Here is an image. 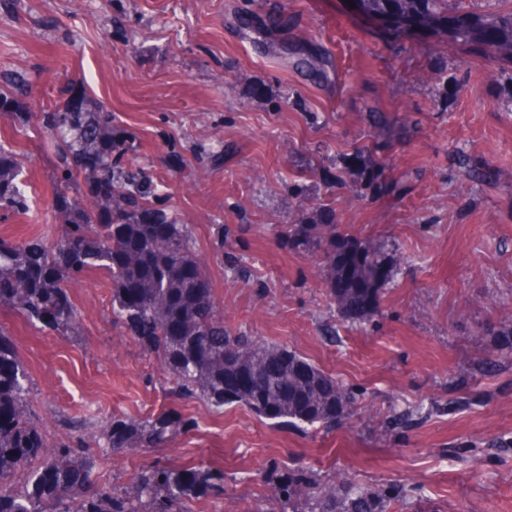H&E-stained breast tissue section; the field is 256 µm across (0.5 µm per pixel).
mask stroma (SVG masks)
<instances>
[{"label": "stroma", "instance_id": "35a3bbf8", "mask_svg": "<svg viewBox=\"0 0 512 512\" xmlns=\"http://www.w3.org/2000/svg\"><path fill=\"white\" fill-rule=\"evenodd\" d=\"M298 54L319 75L283 67ZM3 72L27 81L37 112L68 82L102 102L188 224L228 328L361 395L335 429L303 432L179 397L114 321L107 276L86 273L68 283L77 336L0 310L52 437L64 416L193 418L100 473L120 487L147 465L220 469L223 496L195 512H288L272 474L291 470L383 491L387 512H512L511 58L346 0H0ZM0 147L31 201L0 214V236L54 238L50 137L0 113ZM327 212L395 270L367 320L342 318L318 259L288 244L290 225ZM490 357L503 367L485 372Z\"/></svg>", "mask_w": 512, "mask_h": 512}]
</instances>
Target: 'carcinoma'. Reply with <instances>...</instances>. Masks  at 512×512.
I'll list each match as a JSON object with an SVG mask.
<instances>
[{"mask_svg": "<svg viewBox=\"0 0 512 512\" xmlns=\"http://www.w3.org/2000/svg\"><path fill=\"white\" fill-rule=\"evenodd\" d=\"M363 12L421 25L448 22V0H359ZM482 43L494 52L512 48V9ZM0 106L20 124L34 113L23 81L0 85ZM55 143L54 181L64 224L52 239L0 237V309L61 336L75 333L78 315L67 290L73 275L103 272L112 281V316L149 353L184 398L221 410L241 403L257 415L295 428L330 429L357 405L359 394L296 351L224 324L209 277L194 250L191 231L163 209L167 193L142 168L120 163L133 150L114 135L104 106L70 95L41 113ZM21 164L0 147V211L24 213L28 198ZM156 216H144L146 207ZM288 238L321 252L326 288L343 315L363 318L375 305L377 285L392 279L380 249L359 248L336 224H296ZM351 246L357 261H336ZM273 361L280 373L263 366ZM246 377L242 392L229 378ZM32 379L10 334L0 325V512H192L200 498L224 488V473L202 463L142 468L121 489L101 479L107 452L132 453L166 444L193 427L173 411L149 418L63 419L66 439L52 440L31 406ZM291 512H386L381 491L334 486L292 476L279 484Z\"/></svg>", "mask_w": 512, "mask_h": 512, "instance_id": "cac0c4a2", "label": "carcinoma"}]
</instances>
